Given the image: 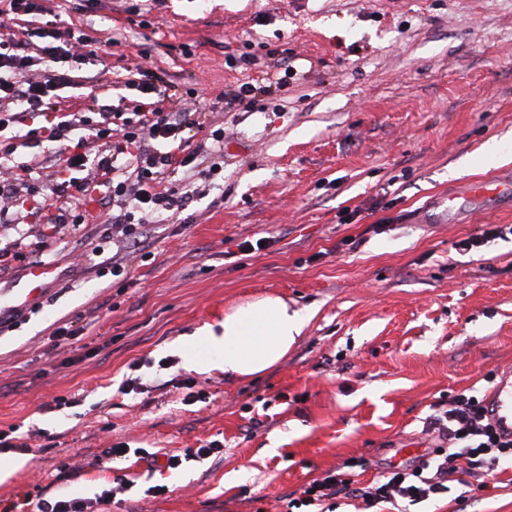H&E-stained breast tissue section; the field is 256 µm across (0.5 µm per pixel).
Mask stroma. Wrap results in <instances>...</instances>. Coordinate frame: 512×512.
Segmentation results:
<instances>
[{"instance_id": "35a3bbf8", "label": "stroma", "mask_w": 512, "mask_h": 512, "mask_svg": "<svg viewBox=\"0 0 512 512\" xmlns=\"http://www.w3.org/2000/svg\"><path fill=\"white\" fill-rule=\"evenodd\" d=\"M41 3L100 44L62 108L132 107L116 80L148 63L166 111L203 97L224 128V170L169 175L209 191L189 223L165 218L127 253V277L97 275L84 229L50 240L53 274L26 303L13 287L39 255L0 269L12 322L0 432L29 443L26 467L0 482V512H37L65 492L95 512H288L290 495L344 463L368 482L401 465V449L442 447L425 430L435 404L486 398L512 367V236L459 247L512 225L511 195L467 194L475 180L512 182V0ZM283 73L287 90L270 87ZM244 82L255 95L225 111ZM493 138L499 154L482 155ZM268 295L311 316L283 361L254 379L184 367L190 336ZM80 318L86 335L55 337ZM130 378L140 389L121 394ZM213 441L222 455L166 468ZM118 443L155 457L107 459ZM64 461L82 465L78 479L58 481ZM118 475L127 490L99 502ZM155 485L164 493L148 496ZM411 512H512V468L483 489L450 482Z\"/></svg>"}]
</instances>
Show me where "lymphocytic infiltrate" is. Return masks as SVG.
I'll return each instance as SVG.
<instances>
[{
    "instance_id": "lymphocytic-infiltrate-1",
    "label": "lymphocytic infiltrate",
    "mask_w": 512,
    "mask_h": 512,
    "mask_svg": "<svg viewBox=\"0 0 512 512\" xmlns=\"http://www.w3.org/2000/svg\"><path fill=\"white\" fill-rule=\"evenodd\" d=\"M42 11L36 0H0V27L22 13L32 17L21 37H0V227L11 228L9 212L26 197L49 211L47 235H61L87 223L84 201L98 195L110 211L94 248L101 258L98 273L121 277L127 273L128 249L147 238L159 216L183 211L189 203V194L173 186L169 174L198 161L208 162L210 171L221 170L224 132L209 130L197 111L144 109V101L162 93L160 75L147 67L123 82L140 99L131 111L108 104L99 105L93 117L49 111L58 91L75 83L69 64L94 61L97 48L85 33L39 21ZM39 116L43 125L31 127V119ZM193 130L198 133L194 139L189 136ZM46 144L55 148L58 171L55 181L44 186L39 149ZM109 245L116 252L108 258ZM429 427L447 441L448 453L412 468L382 471L367 484L350 472H326L303 486L289 507L297 512L345 498L362 501L371 512L399 498L413 503L447 492L454 475L489 476L512 463V439L496 433L484 402L475 396L450 398Z\"/></svg>"
}]
</instances>
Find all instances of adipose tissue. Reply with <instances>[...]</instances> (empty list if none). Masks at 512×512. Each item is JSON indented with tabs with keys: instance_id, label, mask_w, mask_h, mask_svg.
Instances as JSON below:
<instances>
[{
	"instance_id": "obj_1",
	"label": "adipose tissue",
	"mask_w": 512,
	"mask_h": 512,
	"mask_svg": "<svg viewBox=\"0 0 512 512\" xmlns=\"http://www.w3.org/2000/svg\"><path fill=\"white\" fill-rule=\"evenodd\" d=\"M309 320L308 314L289 309L282 298L261 297L226 313L222 335H215L208 325L199 329L194 349L184 359L193 368L217 360L223 362L225 376L255 377L287 356Z\"/></svg>"
}]
</instances>
